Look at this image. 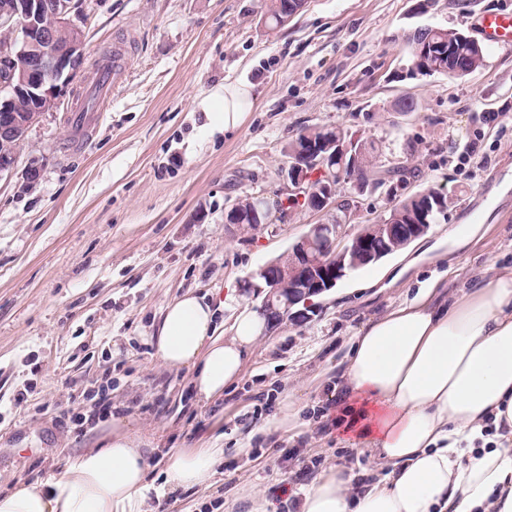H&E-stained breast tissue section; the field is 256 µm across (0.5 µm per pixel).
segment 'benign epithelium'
Returning <instances> with one entry per match:
<instances>
[{
	"instance_id": "benign-epithelium-1",
	"label": "benign epithelium",
	"mask_w": 512,
	"mask_h": 512,
	"mask_svg": "<svg viewBox=\"0 0 512 512\" xmlns=\"http://www.w3.org/2000/svg\"><path fill=\"white\" fill-rule=\"evenodd\" d=\"M79 0H0V50L15 55L16 66L0 82V178L10 176L26 133L43 115L57 108L62 88L74 77L83 59L84 34L74 18ZM346 146L310 145L301 152L303 162L292 163L290 197L314 212L336 207V179L329 177L323 192L310 198L312 178L326 171L333 150ZM326 224H314L288 251V262L272 261L260 269L268 285L260 312L267 328L285 320L309 318V298L327 292L339 279L380 258L394 254L430 229L428 224H367L349 244L343 236L317 251V238L325 235ZM288 282V294L278 288ZM303 308L295 309L298 304Z\"/></svg>"
}]
</instances>
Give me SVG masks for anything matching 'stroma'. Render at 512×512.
<instances>
[{"mask_svg": "<svg viewBox=\"0 0 512 512\" xmlns=\"http://www.w3.org/2000/svg\"><path fill=\"white\" fill-rule=\"evenodd\" d=\"M415 3L308 0L273 28L267 0H83L84 61L0 179L1 492L50 477L116 427L159 454L224 451L202 486L167 490L150 467L156 512H241L246 489L268 512H299L331 468L374 472L369 449L337 428L339 395L324 381L349 337L421 282L439 279L448 296L512 268V45L486 48L484 66L463 78L407 65L417 26L470 36L474 18L512 15V0H437L422 17ZM124 34L127 72L73 150L69 116ZM228 84L252 87V109L233 132L201 133L202 112ZM406 97L414 110L402 115ZM312 127L375 141L382 165L404 169L361 193L338 187L344 238L427 187L446 193L448 208L404 251L339 280L310 319L265 331L222 394L199 396L193 369L158 357L160 313L192 292L227 333L240 311L261 307L245 281L332 216L291 208L257 226L224 217L240 198L286 196V147ZM471 142L476 154L463 156ZM488 198L481 226L467 224V207ZM107 378L111 415L76 429L70 415L93 414L91 392ZM292 402L305 422L297 432L275 422Z\"/></svg>", "mask_w": 512, "mask_h": 512, "instance_id": "35a3bbf8", "label": "stroma"}]
</instances>
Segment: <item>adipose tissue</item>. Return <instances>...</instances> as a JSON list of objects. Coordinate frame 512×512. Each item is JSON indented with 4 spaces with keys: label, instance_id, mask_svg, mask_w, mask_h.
Listing matches in <instances>:
<instances>
[{
    "label": "adipose tissue",
    "instance_id": "1",
    "mask_svg": "<svg viewBox=\"0 0 512 512\" xmlns=\"http://www.w3.org/2000/svg\"><path fill=\"white\" fill-rule=\"evenodd\" d=\"M252 105L250 88L225 86L201 128L237 129ZM436 292V282L423 284L351 337L336 423L372 449L380 472L367 482L330 472L301 512H512V271L444 302ZM263 328L247 311L221 340L210 304L188 294L163 311L158 353L169 367L195 369L209 398L239 377ZM220 455L169 453L167 484L205 483ZM147 470L145 449L116 431L47 480L0 493V512H146Z\"/></svg>",
    "mask_w": 512,
    "mask_h": 512
}]
</instances>
